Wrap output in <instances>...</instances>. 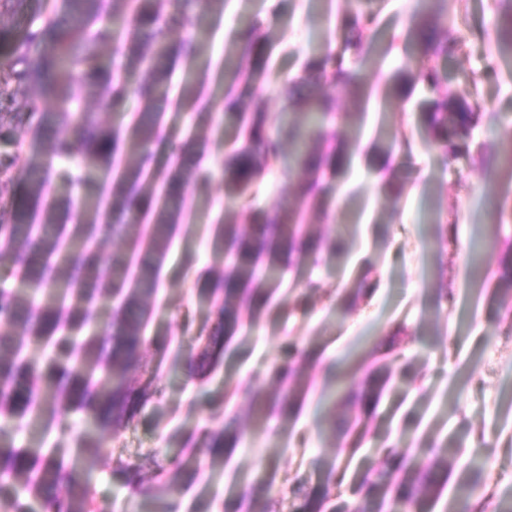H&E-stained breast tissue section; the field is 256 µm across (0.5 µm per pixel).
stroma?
<instances>
[{"label":"stroma","mask_w":512,"mask_h":512,"mask_svg":"<svg viewBox=\"0 0 512 512\" xmlns=\"http://www.w3.org/2000/svg\"><path fill=\"white\" fill-rule=\"evenodd\" d=\"M500 3L442 0L446 33L463 42L448 65V89L496 113L498 126L479 124L468 146L445 153L420 134L419 91L382 99L400 81L402 55L393 50L355 63L363 97L342 90L335 97L339 112L354 113L361 129L346 142L344 159L328 182L326 216L313 221L327 237L350 227L344 257L295 265L275 296V310L257 326L242 325L232 356L210 376L193 379L186 360L197 356L198 336L208 335L216 322L203 276L222 260L212 247L217 218L231 214L248 228L251 206L277 209L292 197L293 186L276 170L265 176L252 202L225 197L224 121H200L192 102L181 99L182 87L194 81L202 97L220 108L222 63L237 53L241 28L257 29L269 38L270 69L255 94L265 103L271 127H278L289 81L326 46L340 43L337 25L351 14L353 0H225L223 16L206 25L193 19L174 24L173 38H201L202 49L194 60L173 64L160 92L166 141L158 162H178L195 139L202 145L199 164L213 177L184 200L183 222L149 303L143 365L157 370L152 397L97 457L83 463L102 512H168L174 501L189 512H217L225 497L237 495L241 477L272 478L275 508L288 512L295 476L317 483L324 463L338 457L322 421L325 398L336 389L337 365L356 345L384 349L399 328L406 331L392 356L399 388L369 418L366 441L348 463L349 482L336 488L337 499L359 502L358 486L378 467L381 446L396 443L413 454L426 438L454 451L458 465L484 464L488 488L499 498L512 496V410L502 400V384L512 378V302L501 303L494 292L501 241L512 235V219L501 227L486 221L503 202L501 177L486 161L504 136H512V74L495 44ZM424 6V0H376L374 26L386 36H402L411 15ZM381 155L387 162L380 168L375 159ZM390 177L402 188L395 200L383 188ZM439 225L447 232L442 241L435 234ZM308 280L313 289H304ZM361 281L373 283V291L343 311L346 288ZM292 343L315 352L306 369L312 389L293 420L260 416L249 399L232 396L242 381L273 391L272 368ZM164 356L177 357L176 369L160 366ZM228 412L237 418L240 441L226 462H213L203 448L195 461H183L182 436L222 426ZM120 454L140 458L147 476L163 469L176 472L177 480L144 495L129 493L114 473Z\"/></svg>","instance_id":"35a3bbf8"}]
</instances>
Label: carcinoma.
Segmentation results:
<instances>
[{
	"instance_id": "obj_1",
	"label": "carcinoma",
	"mask_w": 512,
	"mask_h": 512,
	"mask_svg": "<svg viewBox=\"0 0 512 512\" xmlns=\"http://www.w3.org/2000/svg\"><path fill=\"white\" fill-rule=\"evenodd\" d=\"M199 0H64L61 11L52 0H0V243L11 252L18 286L0 289V512H98L82 469L83 460L98 455L105 440L138 416L150 398L148 387H136L132 372L146 343L150 312L147 300L158 288V271L165 257L178 207L190 186L205 185L208 173L181 163L167 170L161 192L153 197L144 186L154 178L153 161L165 139L162 116L155 111L160 88L169 80L174 61L189 60L199 51L196 40L174 43L170 25L193 13ZM373 14L358 0L339 50H328L311 62L298 80L289 83L291 108L287 123L271 130L260 104L242 111L243 92L265 74L269 53L263 36L251 29L239 43L258 61L250 69L231 73L224 93V118L235 131L234 146L224 158V195L244 199L266 173L282 163L285 145L298 149L285 168L297 182L302 207L285 204L270 212L255 209L244 230L224 216L215 228L214 246L224 262L207 277L209 298L216 304L214 333L199 336L202 372L223 362L241 326V308H252L249 320L261 321L272 311L288 260L335 258L343 252L342 237L314 235L306 215L327 214L326 180L333 174L336 152L342 150L353 114L336 128V99L326 86L354 96L363 89L353 68L345 63L367 58L376 39ZM440 11L409 21L410 51L402 65L406 86L420 88L429 102L422 127L429 143L446 152L469 139L479 125L480 108L448 95V63L460 43L445 34ZM499 53L512 48V12L500 16L496 29ZM119 59L106 66L102 49ZM82 76L84 94L74 89ZM117 108L129 97L138 111L129 126L105 129L98 113L88 110L85 97ZM54 111H39V100ZM34 126L43 136L44 152L27 158L24 143L1 127ZM501 170L506 195L512 194V140L492 158ZM102 173L104 184L92 203L68 196L48 201V188L60 175L74 186L87 183V171ZM110 238L128 241L136 262L114 254L104 267L100 243ZM498 281L503 297L512 298V246L503 253ZM401 331L391 335L387 350L366 364L362 382L345 387L327 420L336 437V415L353 417V438L339 448L347 454L365 438L361 416L374 408L390 388L393 374L388 357ZM49 346V356L36 360L32 348ZM313 353L288 346V359L272 371L279 390L262 395L251 384L233 393L292 418L310 392L304 374ZM80 414L87 431L70 451H47L18 444L28 428H66V411ZM239 436L235 418L224 415V428L190 435L185 447L201 444L216 450L234 448ZM115 472L132 494L142 490L145 474L133 461L117 458ZM484 470L467 465L455 470L446 449L423 444L411 455L396 446L382 449L381 470L359 486L362 502L354 507L333 502L336 464H326L314 488L297 482L291 512H384L436 503L449 481L469 495V512H486L489 495ZM272 482L250 484L240 491L247 512H269L261 502Z\"/></svg>"
}]
</instances>
